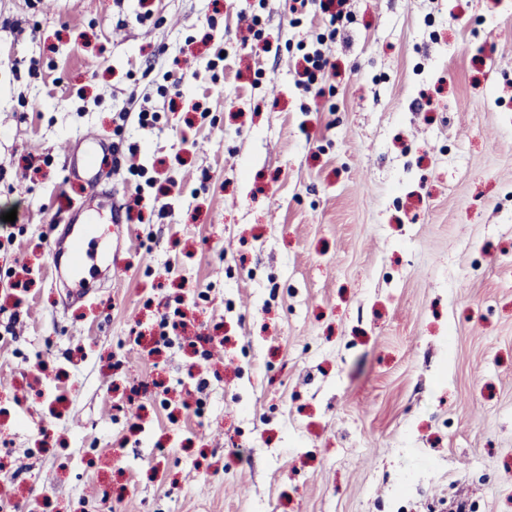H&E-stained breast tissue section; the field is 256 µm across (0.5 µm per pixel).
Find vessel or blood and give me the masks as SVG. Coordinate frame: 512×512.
<instances>
[{"instance_id": "obj_1", "label": "vessel or blood", "mask_w": 512, "mask_h": 512, "mask_svg": "<svg viewBox=\"0 0 512 512\" xmlns=\"http://www.w3.org/2000/svg\"><path fill=\"white\" fill-rule=\"evenodd\" d=\"M111 147L98 135L91 134L81 140L80 148L68 154L70 174L73 179L91 189L100 186V158L108 156ZM116 223V214L102 215L100 207L86 203L80 206L69 221L71 228L56 240L51 253L54 274L67 279L70 293L86 297L98 270L112 271L123 265L118 249L104 244L98 233L100 219Z\"/></svg>"}]
</instances>
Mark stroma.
I'll return each mask as SVG.
<instances>
[{"mask_svg":"<svg viewBox=\"0 0 512 512\" xmlns=\"http://www.w3.org/2000/svg\"><path fill=\"white\" fill-rule=\"evenodd\" d=\"M0 445L14 512H512V0H0ZM82 149H73L68 154L71 177L88 188L100 198L98 188L100 186L101 169L98 165L100 157L108 156L111 146L96 134H91L81 139ZM101 207L84 203L69 217L72 225L68 233L54 242L51 260L54 275L68 281V291L77 298L86 297L99 267L112 278L113 271L119 270L123 262L119 258L120 244L115 247L103 244L98 235Z\"/></svg>","mask_w":512,"mask_h":512,"instance_id":"1","label":"stroma"}]
</instances>
